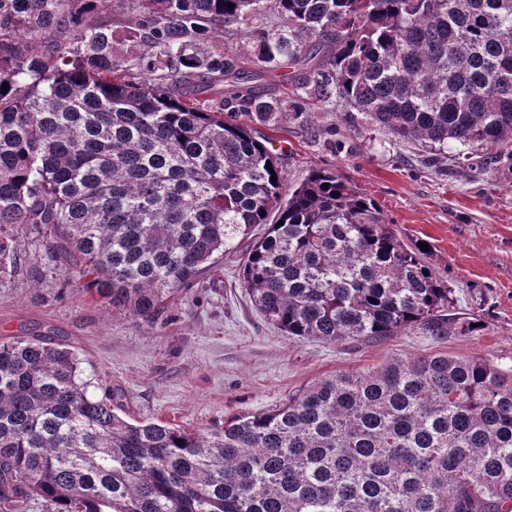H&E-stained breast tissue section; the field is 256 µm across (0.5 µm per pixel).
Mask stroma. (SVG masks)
Returning a JSON list of instances; mask_svg holds the SVG:
<instances>
[{"label": "stroma", "mask_w": 512, "mask_h": 512, "mask_svg": "<svg viewBox=\"0 0 512 512\" xmlns=\"http://www.w3.org/2000/svg\"><path fill=\"white\" fill-rule=\"evenodd\" d=\"M270 135L287 182L328 168L371 199L403 241L425 242V261L452 290L455 316L477 323L470 336L433 341L418 329L338 343L295 341L268 324L243 288L242 253L225 256L198 287L172 296L146 322L93 299L44 248L17 236L21 264L0 283V341L64 337L89 394L118 391L130 417L207 432L233 414L261 413L302 387L394 358L438 353L512 370V161L468 168L466 147L439 157L392 138L358 112H316Z\"/></svg>", "instance_id": "1"}]
</instances>
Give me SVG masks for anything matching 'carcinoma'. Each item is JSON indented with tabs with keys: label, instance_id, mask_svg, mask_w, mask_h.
Instances as JSON below:
<instances>
[{
	"label": "carcinoma",
	"instance_id": "obj_1",
	"mask_svg": "<svg viewBox=\"0 0 512 512\" xmlns=\"http://www.w3.org/2000/svg\"><path fill=\"white\" fill-rule=\"evenodd\" d=\"M108 2L0 0V280L21 228L153 321L261 225L241 282L289 338L473 333L420 246L331 170L285 186L256 126L312 123L311 99L512 158V0ZM282 62L288 100L263 87ZM78 365L56 336L0 343V512H512V373L486 361L338 373L210 433L124 416Z\"/></svg>",
	"mask_w": 512,
	"mask_h": 512
}]
</instances>
